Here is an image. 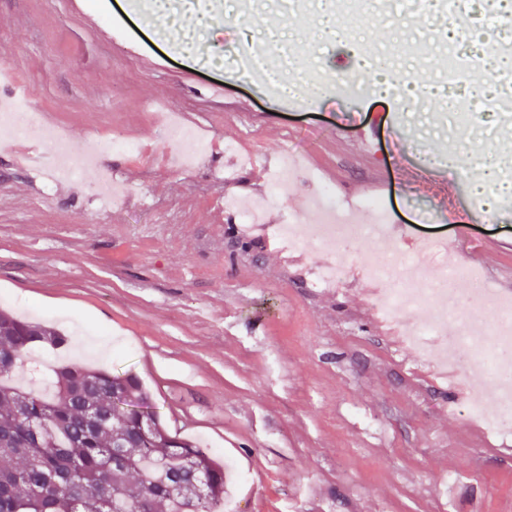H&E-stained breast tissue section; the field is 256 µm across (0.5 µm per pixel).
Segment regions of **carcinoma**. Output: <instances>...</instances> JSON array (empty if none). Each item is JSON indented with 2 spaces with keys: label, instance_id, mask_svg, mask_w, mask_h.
<instances>
[{
  "label": "carcinoma",
  "instance_id": "1",
  "mask_svg": "<svg viewBox=\"0 0 512 512\" xmlns=\"http://www.w3.org/2000/svg\"><path fill=\"white\" fill-rule=\"evenodd\" d=\"M53 326L0 310V377ZM224 468L170 434L137 378L68 364L48 394L0 382V512H221Z\"/></svg>",
  "mask_w": 512,
  "mask_h": 512
}]
</instances>
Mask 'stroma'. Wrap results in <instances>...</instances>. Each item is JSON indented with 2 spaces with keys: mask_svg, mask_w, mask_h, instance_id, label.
<instances>
[{
  "mask_svg": "<svg viewBox=\"0 0 512 512\" xmlns=\"http://www.w3.org/2000/svg\"><path fill=\"white\" fill-rule=\"evenodd\" d=\"M96 2L0 0V66L29 87L19 111L63 126L86 151L115 132L139 144L133 156L102 155L126 189L106 211L97 169L46 194L43 175L0 152V307L69 339L34 349L31 363L133 373L171 433L224 461V512H512V436L468 417L463 370L433 367L381 322L370 298L384 283L361 268L377 254L372 240L345 248V284L320 290L313 272L332 253H284L224 210L228 195L265 201V170L295 154L309 179L266 201L270 223H319L308 201L324 183L354 202L377 194L412 237L404 252L453 236L452 257L506 295L512 198L484 222L470 183L456 184L443 160L454 145L470 150V166L489 150L512 165V119L492 109L502 90L487 52L508 28L488 25V0L467 7L475 36L460 89L476 110L466 117L443 109L451 62L435 43L453 17L432 0L413 10L368 0L338 41L291 0L240 20L232 0H204L203 16L184 17L185 33L213 53L236 44L244 24L255 44L287 47L279 71H349L363 83L356 95L308 89L289 103L262 83L201 71L129 0ZM368 45L398 49L399 72L437 95H411L406 112L376 94L382 70L359 71ZM476 84L482 94H471ZM162 105L213 138L193 171L170 167ZM364 132L368 159L355 148ZM227 142L255 157L234 182L224 172L236 162L219 151Z\"/></svg>",
  "mask_w": 512,
  "mask_h": 512,
  "instance_id": "35a3bbf8",
  "label": "stroma"
}]
</instances>
